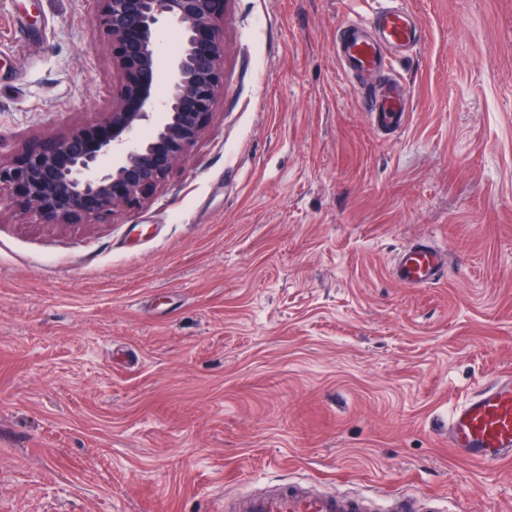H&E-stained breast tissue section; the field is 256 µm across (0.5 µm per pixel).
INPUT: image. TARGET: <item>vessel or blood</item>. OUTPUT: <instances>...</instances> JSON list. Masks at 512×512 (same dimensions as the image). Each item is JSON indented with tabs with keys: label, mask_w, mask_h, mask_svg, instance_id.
I'll return each instance as SVG.
<instances>
[{
	"label": "vessel or blood",
	"mask_w": 512,
	"mask_h": 512,
	"mask_svg": "<svg viewBox=\"0 0 512 512\" xmlns=\"http://www.w3.org/2000/svg\"><path fill=\"white\" fill-rule=\"evenodd\" d=\"M422 37L419 22L401 0H389L371 17L338 31V56L343 69L359 76L379 74L390 68L388 50L417 45ZM373 127L396 132L407 121L405 90L399 79H387L379 95L364 94ZM448 264L446 253L426 240L404 247L394 274L403 284L424 286L440 279ZM448 446L470 463L495 468L512 461V374L490 379L470 398L457 404L448 418ZM240 512H371L366 498L321 494L304 485H283L262 494L238 498Z\"/></svg>",
	"instance_id": "1"
}]
</instances>
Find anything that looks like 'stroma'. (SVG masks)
<instances>
[{"instance_id": "stroma-1", "label": "stroma", "mask_w": 512, "mask_h": 512, "mask_svg": "<svg viewBox=\"0 0 512 512\" xmlns=\"http://www.w3.org/2000/svg\"><path fill=\"white\" fill-rule=\"evenodd\" d=\"M408 122L374 132L336 34L376 0H227L224 93L142 208L34 223L0 199V512H221L268 483L512 512L448 448L512 372V0H406ZM96 0H0V159L123 81ZM448 252L423 288L407 243ZM447 265L448 256L441 248L419 240L399 252L394 274L404 285L419 287L439 280Z\"/></svg>"}]
</instances>
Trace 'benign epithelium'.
<instances>
[{"instance_id":"7a95c632","label":"benign epithelium","mask_w":512,"mask_h":512,"mask_svg":"<svg viewBox=\"0 0 512 512\" xmlns=\"http://www.w3.org/2000/svg\"><path fill=\"white\" fill-rule=\"evenodd\" d=\"M97 23L124 81L101 121L75 124L0 161V193L39 224H96L143 206L204 134L224 91L226 0H97ZM180 51L156 92L158 25Z\"/></svg>"}]
</instances>
